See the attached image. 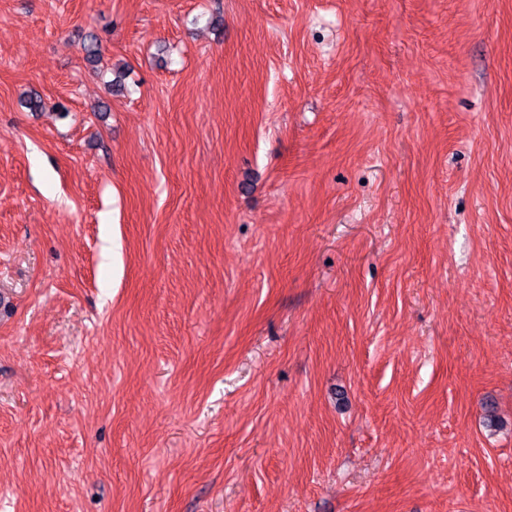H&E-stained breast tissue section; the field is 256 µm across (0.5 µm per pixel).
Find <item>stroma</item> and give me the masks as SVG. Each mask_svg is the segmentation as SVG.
<instances>
[{
  "label": "stroma",
  "mask_w": 512,
  "mask_h": 512,
  "mask_svg": "<svg viewBox=\"0 0 512 512\" xmlns=\"http://www.w3.org/2000/svg\"><path fill=\"white\" fill-rule=\"evenodd\" d=\"M0 512H512V0H0Z\"/></svg>",
  "instance_id": "stroma-1"
}]
</instances>
